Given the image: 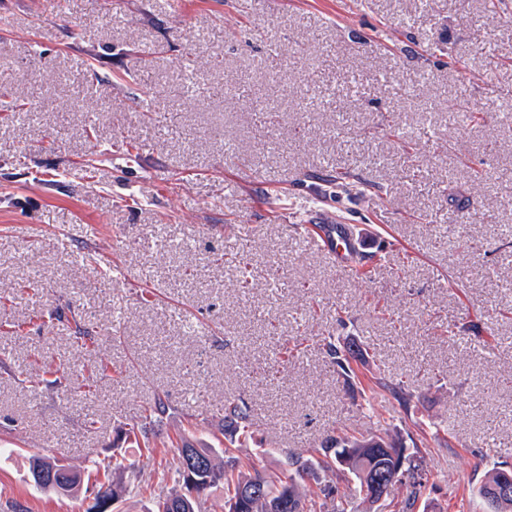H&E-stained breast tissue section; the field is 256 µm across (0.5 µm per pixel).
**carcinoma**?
Segmentation results:
<instances>
[{"label":"carcinoma","mask_w":512,"mask_h":512,"mask_svg":"<svg viewBox=\"0 0 512 512\" xmlns=\"http://www.w3.org/2000/svg\"><path fill=\"white\" fill-rule=\"evenodd\" d=\"M322 350L337 367L338 371L351 377V349L341 346L332 336L322 339ZM250 406L242 399L228 400L224 403V418L218 426V432L230 445L252 439ZM180 466L175 487L158 495L156 512H169V503L181 497L187 488L184 470L188 462L200 465L202 486L199 490L208 493L219 486L224 487V505L236 500L242 487L260 483L265 487L262 497L250 501L247 512H273L270 504L288 495L286 512H355L354 500L361 499L371 504L381 500L375 490L376 479L384 480L383 492L390 495L396 486L408 490L405 499L399 502L398 512H414L422 490L428 483L427 473L416 464H409L405 470L397 473L395 466L406 460L404 446L382 437L355 436L348 434H329L319 446L307 450V454L288 453L281 470L266 473L254 470L247 472L248 464L240 457L224 448V460L215 461L213 448L194 435H184L177 444ZM136 459L127 453L112 455V470L115 472L136 473ZM45 473L37 487L57 493H70L81 483V476L66 469L49 456L36 454L30 462V473ZM316 473L325 475L326 480L318 482V492L311 498L303 497L297 490V480ZM350 475L354 480L353 493L347 497L336 498L333 478ZM504 479L512 481V467L502 465L493 470L478 488V494L490 502L495 512H512V498L501 500L495 497L494 487Z\"/></svg>","instance_id":"cac0c4a2"}]
</instances>
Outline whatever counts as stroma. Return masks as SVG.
<instances>
[{
    "label": "stroma",
    "mask_w": 512,
    "mask_h": 512,
    "mask_svg": "<svg viewBox=\"0 0 512 512\" xmlns=\"http://www.w3.org/2000/svg\"><path fill=\"white\" fill-rule=\"evenodd\" d=\"M1 77L28 109L0 118V512H85L29 456L84 472L133 424L149 445L113 510L155 512L179 430L238 395L257 469L375 432L427 472L416 512H492L474 489L512 464V0H0ZM314 213L353 225L369 281L300 247ZM326 335L365 351L354 383ZM44 365L67 383H26Z\"/></svg>",
    "instance_id": "obj_1"
}]
</instances>
